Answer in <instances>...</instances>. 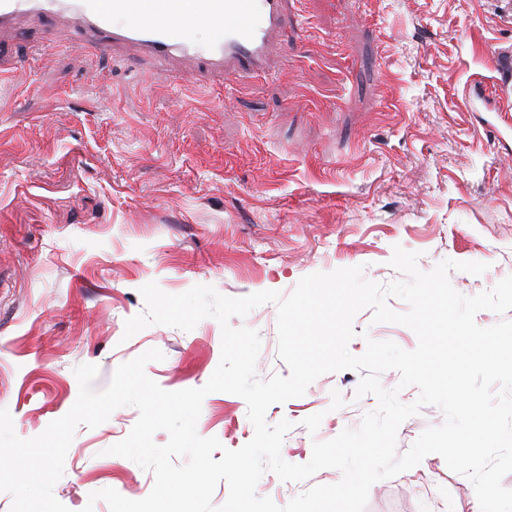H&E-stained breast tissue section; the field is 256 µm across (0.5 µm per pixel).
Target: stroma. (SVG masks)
Wrapping results in <instances>:
<instances>
[{"instance_id":"obj_1","label":"stroma","mask_w":512,"mask_h":512,"mask_svg":"<svg viewBox=\"0 0 512 512\" xmlns=\"http://www.w3.org/2000/svg\"><path fill=\"white\" fill-rule=\"evenodd\" d=\"M301 35H278L267 72L233 90L203 86L195 65L170 82L125 52L94 55L69 20L23 17L0 29V408L16 435L44 432L78 396L75 367L93 364L94 390L156 348L145 372L162 389L204 386L219 364L221 327L149 326L124 338L145 309L141 287L166 293L211 285L230 297L289 295L309 274L363 267L399 280L394 247L421 271L451 259L459 293L512 275V97L498 116L469 111L470 87L497 88L495 55L512 54V0H300ZM360 311L349 344L417 346L407 327ZM232 327L258 331L257 373L288 375L278 357L277 306ZM358 372L322 375L301 397L271 405L288 420L282 458L310 460L313 440L357 428L376 396ZM343 404L330 410L332 392ZM323 413L317 433L302 421ZM138 419L131 406L78 427L53 488L69 512H109L91 493L145 498L151 471L109 454ZM223 449L254 429L240 396L213 392L196 426ZM341 474L285 482L265 472L258 495L286 505ZM472 482L437 454L372 485L366 512H476Z\"/></svg>"}]
</instances>
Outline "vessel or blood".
<instances>
[{
	"label": "vessel or blood",
	"instance_id": "obj_1",
	"mask_svg": "<svg viewBox=\"0 0 512 512\" xmlns=\"http://www.w3.org/2000/svg\"><path fill=\"white\" fill-rule=\"evenodd\" d=\"M288 0H0V28L22 15L72 17L98 52L120 48L158 65L198 62L224 82L265 68L273 34L285 32ZM212 30L207 43L190 34L195 21ZM169 68V66H168ZM169 77L181 72L169 68Z\"/></svg>",
	"mask_w": 512,
	"mask_h": 512
}]
</instances>
